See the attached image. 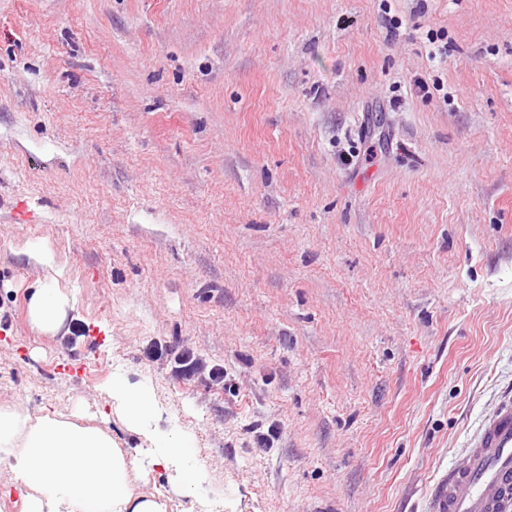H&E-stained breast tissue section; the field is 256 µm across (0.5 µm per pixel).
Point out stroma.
Returning <instances> with one entry per match:
<instances>
[{
	"label": "stroma",
	"mask_w": 512,
	"mask_h": 512,
	"mask_svg": "<svg viewBox=\"0 0 512 512\" xmlns=\"http://www.w3.org/2000/svg\"><path fill=\"white\" fill-rule=\"evenodd\" d=\"M116 373L224 512H425L512 390V0H0V405ZM69 299L58 286L41 284L35 288L30 300V313L34 323L42 330L59 331L66 317ZM151 361L165 359L171 364V370L178 377L201 380L211 387L224 386V367L213 363L190 349L171 351L155 343L147 351Z\"/></svg>",
	"instance_id": "obj_1"
}]
</instances>
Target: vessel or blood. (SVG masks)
Here are the masks:
<instances>
[{"label":"vessel or blood","mask_w":512,"mask_h":512,"mask_svg":"<svg viewBox=\"0 0 512 512\" xmlns=\"http://www.w3.org/2000/svg\"><path fill=\"white\" fill-rule=\"evenodd\" d=\"M431 512H512V394L470 439L464 462L437 481Z\"/></svg>","instance_id":"obj_1"}]
</instances>
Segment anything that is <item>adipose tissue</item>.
Masks as SVG:
<instances>
[{
	"instance_id": "1",
	"label": "adipose tissue",
	"mask_w": 512,
	"mask_h": 512,
	"mask_svg": "<svg viewBox=\"0 0 512 512\" xmlns=\"http://www.w3.org/2000/svg\"><path fill=\"white\" fill-rule=\"evenodd\" d=\"M69 299L42 284L30 300L34 323L59 331ZM106 403L141 447H119L96 425L80 424L51 411L31 416L22 405L0 406V463L10 484L25 490L23 512H167L166 502L135 492L134 476L145 468L163 471L175 494L193 499L199 512H213L206 466L196 456L193 436L159 425L164 407L152 387L114 376Z\"/></svg>"
}]
</instances>
